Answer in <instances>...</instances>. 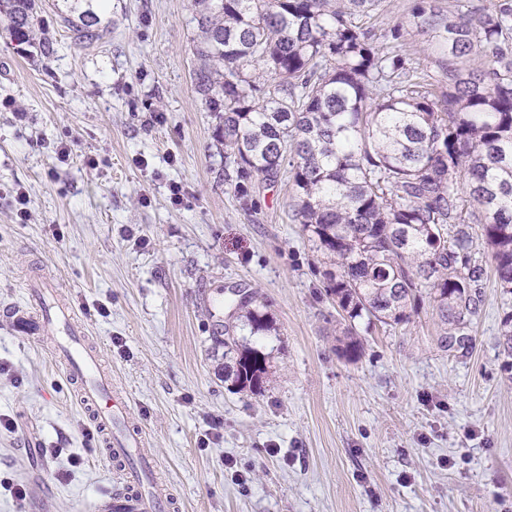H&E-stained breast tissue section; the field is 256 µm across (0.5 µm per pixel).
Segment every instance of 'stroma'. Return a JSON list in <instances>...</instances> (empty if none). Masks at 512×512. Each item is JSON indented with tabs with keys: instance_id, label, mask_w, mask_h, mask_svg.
Returning a JSON list of instances; mask_svg holds the SVG:
<instances>
[{
	"instance_id": "1",
	"label": "stroma",
	"mask_w": 512,
	"mask_h": 512,
	"mask_svg": "<svg viewBox=\"0 0 512 512\" xmlns=\"http://www.w3.org/2000/svg\"><path fill=\"white\" fill-rule=\"evenodd\" d=\"M69 9L44 2L50 53L0 23V187L30 196L20 224L0 194V416L17 424L0 430V512H96L122 486L54 336L14 328L44 281L127 394L169 512H512L506 298L487 251L468 348H439L425 307L344 357L287 175L244 198L224 180L194 85L193 0H103L107 35L90 46L61 20ZM233 291L274 319L256 394L230 390L214 343Z\"/></svg>"
}]
</instances>
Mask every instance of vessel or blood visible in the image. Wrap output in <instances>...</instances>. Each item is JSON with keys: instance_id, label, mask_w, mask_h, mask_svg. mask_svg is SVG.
Returning <instances> with one entry per match:
<instances>
[{"instance_id": "obj_1", "label": "vessel or blood", "mask_w": 512, "mask_h": 512, "mask_svg": "<svg viewBox=\"0 0 512 512\" xmlns=\"http://www.w3.org/2000/svg\"><path fill=\"white\" fill-rule=\"evenodd\" d=\"M34 302L37 315L19 311L14 324L24 333L47 325L49 331L57 333L56 344L68 370L82 383L85 405L91 412V421L101 438L107 439L106 454L113 462L138 461L140 472L130 475V493L115 504L116 512H168L170 497L161 485H153L150 492H143V478L151 476L153 460L144 450L145 438L141 429L131 426L133 411L129 401L112 388V377L101 370L95 348L84 341L82 331L76 330L72 305L56 300L51 289L37 292Z\"/></svg>"}]
</instances>
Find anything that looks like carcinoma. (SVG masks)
I'll use <instances>...</instances> for the list:
<instances>
[{"label":"carcinoma","instance_id":"1","mask_svg":"<svg viewBox=\"0 0 512 512\" xmlns=\"http://www.w3.org/2000/svg\"><path fill=\"white\" fill-rule=\"evenodd\" d=\"M384 0H194L195 90L220 120L234 190L288 170L294 219L320 253L319 274L347 322L341 352L362 335L409 323L427 304L448 339L468 336L486 274L512 295V0L477 18L418 0L382 38L355 22ZM42 0H0L14 40L43 29ZM80 44L101 40L91 9L67 21ZM429 35L448 89L436 95L397 50L405 28ZM482 67H470L472 58ZM239 322L214 337L224 381L261 391L269 354L251 337L273 330L266 306L229 302Z\"/></svg>","mask_w":512,"mask_h":512}]
</instances>
